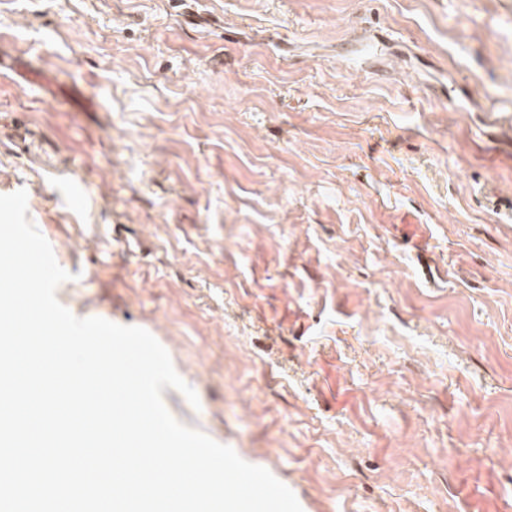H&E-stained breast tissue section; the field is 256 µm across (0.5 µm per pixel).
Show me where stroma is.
<instances>
[{
	"mask_svg": "<svg viewBox=\"0 0 512 512\" xmlns=\"http://www.w3.org/2000/svg\"><path fill=\"white\" fill-rule=\"evenodd\" d=\"M0 194L77 317L303 512H512V0H0Z\"/></svg>",
	"mask_w": 512,
	"mask_h": 512,
	"instance_id": "stroma-1",
	"label": "stroma"
}]
</instances>
